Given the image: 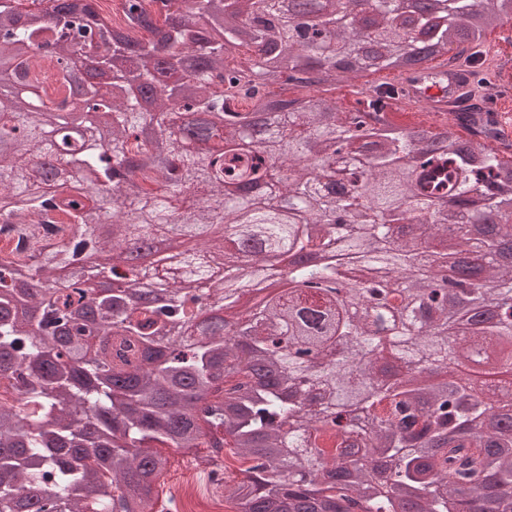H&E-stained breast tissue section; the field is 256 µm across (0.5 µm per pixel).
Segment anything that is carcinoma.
I'll use <instances>...</instances> for the list:
<instances>
[{
	"mask_svg": "<svg viewBox=\"0 0 512 512\" xmlns=\"http://www.w3.org/2000/svg\"><path fill=\"white\" fill-rule=\"evenodd\" d=\"M23 2L0 0V42L33 89L0 83V224L21 239L76 229L50 260L0 266V383L18 395L0 402V512L31 490L35 512H151L164 448H209L215 468L236 449L249 467L224 479L235 512H512V430L497 424L512 404L490 397L512 388V260H498L512 143L480 107L452 113L457 141L432 150L386 116L387 82L366 84L354 112L321 95L441 58L473 65L482 87L487 34L512 21V0H438L441 22L417 31L405 0H375L371 29L354 0H316L304 42L279 0H120L112 22L101 0ZM81 43L114 90L88 83L73 112L53 97ZM253 45L263 65L229 66ZM141 82L159 94L136 108L124 92ZM290 84L308 94L272 91ZM266 175L263 196H227ZM478 211L501 216L498 234L475 235ZM158 236L183 249L155 268L168 302L142 301L134 275L96 287L89 259ZM327 250L272 290L270 255ZM456 252L468 279L433 285Z\"/></svg>",
	"mask_w": 512,
	"mask_h": 512,
	"instance_id": "1",
	"label": "carcinoma"
}]
</instances>
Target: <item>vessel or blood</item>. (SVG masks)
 <instances>
[{"instance_id":"obj_1","label":"vessel or blood","mask_w":512,"mask_h":512,"mask_svg":"<svg viewBox=\"0 0 512 512\" xmlns=\"http://www.w3.org/2000/svg\"><path fill=\"white\" fill-rule=\"evenodd\" d=\"M472 77L467 68L439 67L429 71L420 69L408 74L397 86L401 102L424 97L434 111L444 112L462 106L469 98Z\"/></svg>"}]
</instances>
